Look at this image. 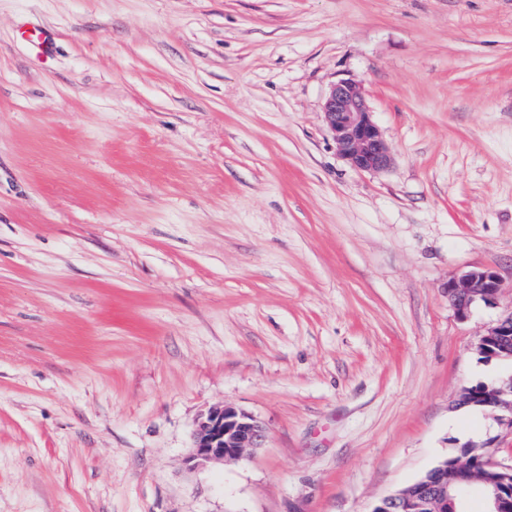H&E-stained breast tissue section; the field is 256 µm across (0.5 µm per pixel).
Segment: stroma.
<instances>
[{
    "label": "stroma",
    "instance_id": "35a3bbf8",
    "mask_svg": "<svg viewBox=\"0 0 512 512\" xmlns=\"http://www.w3.org/2000/svg\"><path fill=\"white\" fill-rule=\"evenodd\" d=\"M347 79L387 171L336 153ZM511 313L512 0H0V512H371L510 461L455 400ZM222 405L265 446L187 470ZM448 301L460 317H466L477 302L489 303L496 299L500 279L492 269L468 272L448 281Z\"/></svg>",
    "mask_w": 512,
    "mask_h": 512
}]
</instances>
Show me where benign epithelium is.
<instances>
[{
  "label": "benign epithelium",
  "mask_w": 512,
  "mask_h": 512,
  "mask_svg": "<svg viewBox=\"0 0 512 512\" xmlns=\"http://www.w3.org/2000/svg\"><path fill=\"white\" fill-rule=\"evenodd\" d=\"M324 114L337 154L359 171H380L392 163V154L374 121L363 87L340 81L331 86ZM500 279L492 269L468 272L448 282V301L460 317L467 316L478 302L496 299ZM476 351L484 358L512 357V314L500 319L481 336ZM480 404L495 412L498 424L512 430V379L498 387H467L457 404ZM265 425L253 416L223 406L201 415L193 436L191 467L210 462L234 463L248 451L263 447ZM497 448L489 440L467 446L458 454L439 461L424 477L382 498L372 512H429L447 505L450 512H463L461 503L468 487L483 484L487 512H512V463L495 460Z\"/></svg>",
  "instance_id": "benign-epithelium-1"
}]
</instances>
